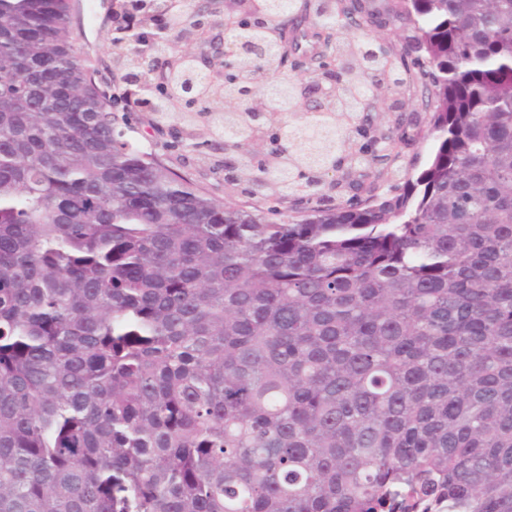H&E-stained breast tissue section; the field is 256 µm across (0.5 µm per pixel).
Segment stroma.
I'll return each mask as SVG.
<instances>
[{
    "mask_svg": "<svg viewBox=\"0 0 512 512\" xmlns=\"http://www.w3.org/2000/svg\"><path fill=\"white\" fill-rule=\"evenodd\" d=\"M114 0H96V16L87 20L83 9H76L72 27L77 45L82 49L94 71L99 88L114 101L113 112L119 128L125 130L141 149L155 153L176 172L191 178L218 202L258 213L275 209L297 215L313 209H333L338 205L367 203L384 194L397 193L398 178L388 175L384 166L372 168L359 189L321 187L310 201H302L288 193L275 196L254 191L244 181L226 177L224 173V142L190 133L179 117L156 123L155 116L144 108L126 104L124 72L115 61L112 40L117 35L118 19L114 15ZM402 0H362L365 21L357 29L361 39L385 48L401 78L416 72L414 56L402 51L413 42L414 29L399 17ZM422 86L411 89H391L376 106V111L402 116V129L394 130L389 154L395 165L415 174L429 162L432 141L428 135L430 112L424 100Z\"/></svg>",
    "mask_w": 512,
    "mask_h": 512,
    "instance_id": "35a3bbf8",
    "label": "stroma"
}]
</instances>
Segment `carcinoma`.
<instances>
[{"mask_svg": "<svg viewBox=\"0 0 512 512\" xmlns=\"http://www.w3.org/2000/svg\"><path fill=\"white\" fill-rule=\"evenodd\" d=\"M72 0H0V512H512V0H407L432 153L403 192L273 220L218 203L124 139ZM260 48L215 89L257 150L288 113L285 18L350 58L288 121L275 190L356 155L404 79L333 36L360 0H244ZM153 0L121 13L147 22Z\"/></svg>", "mask_w": 512, "mask_h": 512, "instance_id": "cac0c4a2", "label": "carcinoma"}]
</instances>
